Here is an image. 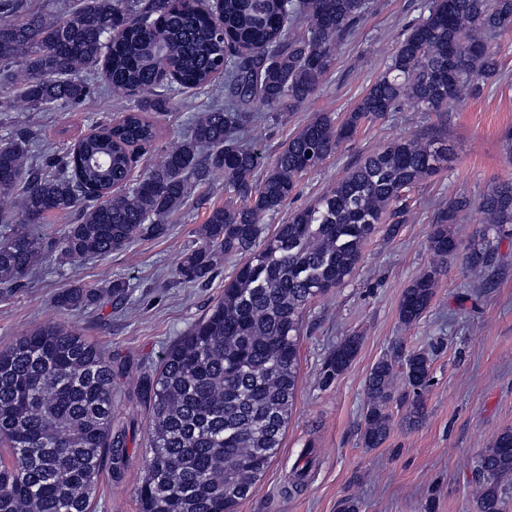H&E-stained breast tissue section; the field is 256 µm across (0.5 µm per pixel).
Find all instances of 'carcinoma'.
<instances>
[{
    "instance_id": "obj_1",
    "label": "carcinoma",
    "mask_w": 512,
    "mask_h": 512,
    "mask_svg": "<svg viewBox=\"0 0 512 512\" xmlns=\"http://www.w3.org/2000/svg\"><path fill=\"white\" fill-rule=\"evenodd\" d=\"M202 0H81L54 19L27 0H0V117L23 101L32 110L69 106L90 92L84 74L105 70L121 116L41 164L32 134L0 141V286L17 287L51 250L76 261L107 256L138 239L166 234L168 218L214 175L237 200L212 208L177 273L205 282L225 257L242 262L224 298L165 353L146 393L151 404L140 512H236L282 446L299 378L302 314L316 296L350 278L379 225L393 236L408 213L405 193L447 167L440 137L393 139L355 161L329 190L268 232L264 217L283 209L298 178L321 167L364 125L407 107L445 112L477 96L499 75L491 42L512 31V0H429L386 68L341 122L320 113L282 146L257 176L260 156L236 130L255 112H295L320 88L339 46L368 0H221L215 25ZM302 26L296 36L288 27ZM224 78V103L199 113L188 137L132 180V151L159 130L150 115L172 109L177 89H205ZM476 208L470 240L451 225ZM77 212L58 240L22 225ZM512 241V179L478 200L458 194L433 216L429 247L437 262L403 291L409 326L430 307L442 264L463 253L466 274L486 278L500 242ZM100 289L79 282L57 298L86 309ZM349 337L330 353L328 376L357 355ZM431 358L394 344L371 367L360 440L387 439L391 407L405 425L427 414ZM112 365L79 333L49 326L0 350V512H94L104 468L120 473L126 434L112 429ZM295 464L288 491L310 477ZM476 512L512 508V429L500 432L473 470Z\"/></svg>"
}]
</instances>
